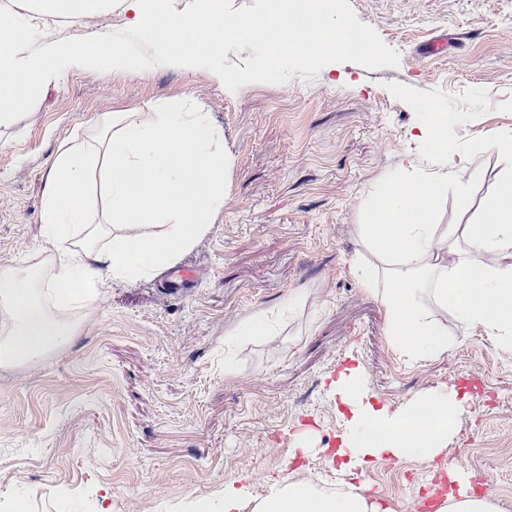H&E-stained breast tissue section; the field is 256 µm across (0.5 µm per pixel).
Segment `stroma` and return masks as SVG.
I'll use <instances>...</instances> for the list:
<instances>
[{"mask_svg": "<svg viewBox=\"0 0 512 512\" xmlns=\"http://www.w3.org/2000/svg\"><path fill=\"white\" fill-rule=\"evenodd\" d=\"M335 19L370 50L269 63L259 41L224 51L239 84L210 63L156 61V44L122 7L94 21L52 23L90 41L109 31L151 59L138 76L72 71L11 127H0V262L30 266L45 245L41 201L53 157L106 112L164 104L209 113L224 134V206L177 267L198 283L174 297L170 272L105 281L77 336L46 360L0 368V505L25 512H204L225 482L246 479L253 512L284 469L330 484L335 468L292 460L336 445L333 381L363 370L375 406L472 378L469 414L447 460L382 459L364 479L395 512L426 496L449 463L486 480L512 512V353L482 330L448 337L439 356H398L386 315L352 274L355 227L396 174L434 181L437 157L410 133L447 114L453 148L471 157L465 182L479 213L512 160L490 143L512 136V0H332ZM441 53L430 54L434 41ZM299 302L280 312L289 296ZM277 322L276 341L244 335Z\"/></svg>", "mask_w": 512, "mask_h": 512, "instance_id": "1", "label": "stroma"}]
</instances>
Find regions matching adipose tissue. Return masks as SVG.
<instances>
[{"label":"adipose tissue","mask_w":512,"mask_h":512,"mask_svg":"<svg viewBox=\"0 0 512 512\" xmlns=\"http://www.w3.org/2000/svg\"><path fill=\"white\" fill-rule=\"evenodd\" d=\"M117 2L167 59L187 67L253 38L273 57L294 47L307 53L352 49L353 29L318 0L296 16L277 11L231 25L224 21V0H194L181 11L171 0H0L1 127L18 123L69 71H143L111 36L79 44L43 33L45 22L105 14ZM446 128L440 116L412 137L459 177L471 160L449 144ZM223 140L206 113L155 106L104 113L90 133L59 148L41 210L46 268L0 265L1 368L43 359L70 343L77 315L94 303L103 276L145 278L193 248L224 205ZM440 204L429 183H389L372 201L374 222L355 228L366 257L354 271L383 306L387 335L399 353L425 358L445 352L447 313L460 335L479 328L511 349L512 173L499 180L475 220L433 223ZM335 393L349 412L335 451V487L286 473L257 512H392L353 477L385 457L436 461L467 411L453 391L418 396L394 411L375 407L358 369L339 377ZM471 479L466 468L449 464L442 512H499L491 495L474 493Z\"/></svg>","instance_id":"1"}]
</instances>
